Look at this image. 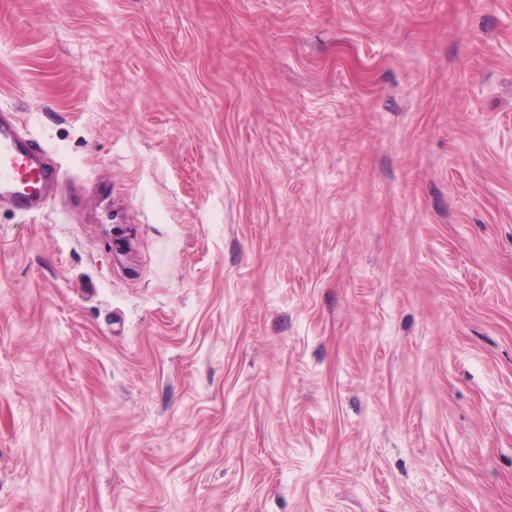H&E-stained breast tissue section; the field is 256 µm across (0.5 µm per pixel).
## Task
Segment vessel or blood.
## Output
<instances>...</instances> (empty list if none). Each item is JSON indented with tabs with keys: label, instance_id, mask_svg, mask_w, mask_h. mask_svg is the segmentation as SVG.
Listing matches in <instances>:
<instances>
[{
	"label": "vessel or blood",
	"instance_id": "obj_1",
	"mask_svg": "<svg viewBox=\"0 0 512 512\" xmlns=\"http://www.w3.org/2000/svg\"><path fill=\"white\" fill-rule=\"evenodd\" d=\"M59 182L48 150L21 130L17 116L0 113V202L23 212L45 207Z\"/></svg>",
	"mask_w": 512,
	"mask_h": 512
}]
</instances>
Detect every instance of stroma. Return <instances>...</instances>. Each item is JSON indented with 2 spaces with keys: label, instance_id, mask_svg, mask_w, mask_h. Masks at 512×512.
Instances as JSON below:
<instances>
[{
  "label": "stroma",
  "instance_id": "35a3bbf8",
  "mask_svg": "<svg viewBox=\"0 0 512 512\" xmlns=\"http://www.w3.org/2000/svg\"><path fill=\"white\" fill-rule=\"evenodd\" d=\"M1 109L0 512H512V0H0ZM0 113V203L36 212L45 207L59 182L49 151L28 138L12 112Z\"/></svg>",
  "mask_w": 512,
  "mask_h": 512
}]
</instances>
